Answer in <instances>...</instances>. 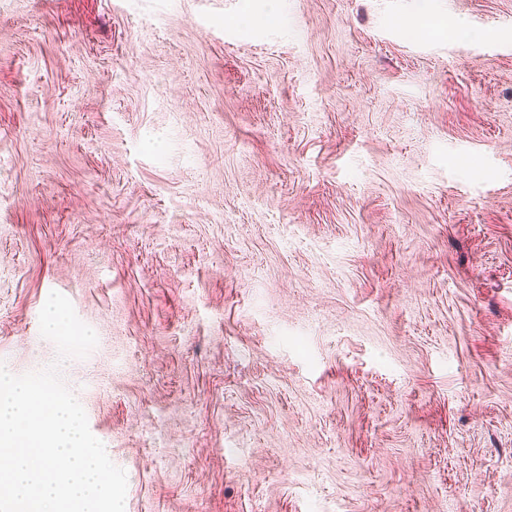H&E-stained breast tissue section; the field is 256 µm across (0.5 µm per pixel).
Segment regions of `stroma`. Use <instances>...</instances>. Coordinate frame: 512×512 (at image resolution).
Wrapping results in <instances>:
<instances>
[{
	"label": "stroma",
	"instance_id": "1",
	"mask_svg": "<svg viewBox=\"0 0 512 512\" xmlns=\"http://www.w3.org/2000/svg\"><path fill=\"white\" fill-rule=\"evenodd\" d=\"M271 3L0 0V361L125 512H512V0Z\"/></svg>",
	"mask_w": 512,
	"mask_h": 512
}]
</instances>
